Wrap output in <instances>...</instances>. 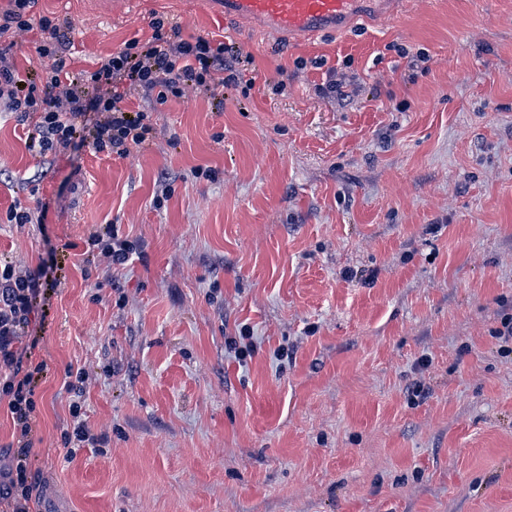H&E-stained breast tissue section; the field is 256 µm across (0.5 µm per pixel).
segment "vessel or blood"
Instances as JSON below:
<instances>
[{"label": "vessel or blood", "instance_id": "obj_1", "mask_svg": "<svg viewBox=\"0 0 512 512\" xmlns=\"http://www.w3.org/2000/svg\"><path fill=\"white\" fill-rule=\"evenodd\" d=\"M226 17L253 24L272 38L336 33L358 19L398 15L400 0H215Z\"/></svg>", "mask_w": 512, "mask_h": 512}]
</instances>
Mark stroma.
Listing matches in <instances>:
<instances>
[{
  "mask_svg": "<svg viewBox=\"0 0 512 512\" xmlns=\"http://www.w3.org/2000/svg\"><path fill=\"white\" fill-rule=\"evenodd\" d=\"M36 12L72 70L155 17L254 63L220 108L133 96L156 133L124 158L36 155L0 110V214L33 217L0 260L60 282L30 328L32 512H512V0L284 43L202 0ZM108 226L132 265L87 253ZM75 400L104 442L67 462Z\"/></svg>",
  "mask_w": 512,
  "mask_h": 512,
  "instance_id": "35a3bbf8",
  "label": "stroma"
}]
</instances>
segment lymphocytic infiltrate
<instances>
[{
  "label": "lymphocytic infiltrate",
  "instance_id": "1",
  "mask_svg": "<svg viewBox=\"0 0 512 512\" xmlns=\"http://www.w3.org/2000/svg\"><path fill=\"white\" fill-rule=\"evenodd\" d=\"M8 2L0 10V103L18 124L31 127L27 144L35 154H54L87 141L94 152L128 156L155 131L150 113L130 109L132 95L149 94L163 105L192 87L220 101L225 88L239 80L242 55L234 43L203 35L183 38L180 26H166L158 17L150 22L148 41H126L96 68L70 71L59 25L33 15L38 0ZM35 28L41 31L38 56L52 61L46 75L38 77L19 74L13 63L14 37ZM91 111L100 118L90 125L85 117ZM49 283L44 264L21 272L9 262L0 267V396L8 399L16 437L10 464L0 471V501L6 512H31L34 381L43 367L27 362L37 342L29 327L44 314Z\"/></svg>",
  "mask_w": 512,
  "mask_h": 512
}]
</instances>
